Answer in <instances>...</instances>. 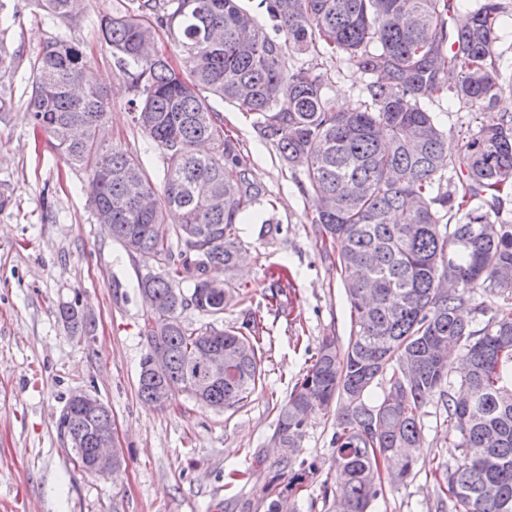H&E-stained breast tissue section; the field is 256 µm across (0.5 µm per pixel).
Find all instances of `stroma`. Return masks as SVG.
Masks as SVG:
<instances>
[{
	"mask_svg": "<svg viewBox=\"0 0 512 512\" xmlns=\"http://www.w3.org/2000/svg\"><path fill=\"white\" fill-rule=\"evenodd\" d=\"M117 2L87 0L83 15L68 26L46 20L36 0H0V9L15 18L7 41L23 59L57 37L79 44L110 97L103 146L141 155L158 184L164 156L147 150L132 121L128 85L98 38L100 13ZM327 69L330 105L342 97L357 103L367 75L343 59ZM0 83L12 85L14 98L12 109L0 112V192L11 196L0 210V512H266L264 488L287 474L273 440V404L287 400L323 338L343 350L351 333L341 270L323 254L309 199L251 118L214 100L225 133L248 157L251 179L265 190L257 212L279 227L262 238L253 219H243L240 237L258 259L230 276L209 271L248 294L261 319L264 389L239 409H214L180 390L165 407L146 405L137 396L148 316L138 280L155 263L128 254L97 224L86 172L67 164L34 128L19 75H0ZM282 272L292 288L287 314L277 316L268 312L262 289ZM73 301L92 318V336L72 335L57 318L59 305ZM77 390L112 413L124 456L118 475L88 474L74 463L59 422ZM426 409L413 479L387 487L371 512H454L452 501H438L433 473L454 466L460 451L439 398ZM335 429V412L308 420L295 456L312 462L315 475L295 494L297 512H329L324 491L337 480L330 444Z\"/></svg>",
	"mask_w": 512,
	"mask_h": 512,
	"instance_id": "stroma-1",
	"label": "stroma"
}]
</instances>
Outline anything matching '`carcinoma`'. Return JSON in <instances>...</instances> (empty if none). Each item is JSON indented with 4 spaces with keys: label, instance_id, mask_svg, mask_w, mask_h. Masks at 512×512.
Here are the masks:
<instances>
[{
    "label": "carcinoma",
    "instance_id": "carcinoma-1",
    "mask_svg": "<svg viewBox=\"0 0 512 512\" xmlns=\"http://www.w3.org/2000/svg\"><path fill=\"white\" fill-rule=\"evenodd\" d=\"M59 23L85 0H37ZM502 0H129L100 16L99 32L127 80L138 128L164 155L157 189L141 158L98 140L110 102L80 47L48 42L29 61L27 109L66 161L89 171L86 192L97 223L130 254L145 253L159 272L140 279L155 302L144 325L137 392L161 408V393L187 390L205 349L224 348L232 373L202 380L203 403L244 406L262 377L263 346L254 312L222 330H199L181 311L213 315L234 306L229 289L210 287V266L232 272L251 258L237 224L264 196L248 176L240 145L224 133L210 97L253 117L299 179L311 223L344 272L352 328L346 352L322 340L313 363L277 405L274 437L298 448L309 417L336 406L333 465L342 481L331 512H369L385 484H404L423 447L424 406L439 396L461 449L441 474L456 512H512V222L501 219L512 191V114L494 109L506 83L496 50ZM265 18L261 24L257 15ZM0 14V71L18 55ZM170 35L182 64L157 53ZM305 64H296L299 58ZM342 58L369 76L351 112L324 95L326 63ZM448 99L468 114L461 151L448 158L445 134L426 103ZM241 168L240 180L224 166ZM183 249L174 254L165 220ZM192 283L190 295L179 288ZM286 276L264 289L268 303L287 296ZM496 295L483 327L462 318L468 305ZM64 325L89 333L91 321L67 303ZM460 345L468 369L453 375L448 346ZM169 360L163 377L151 355ZM382 395L370 402L372 386ZM112 426L109 409L83 414L66 403L63 433ZM288 482L271 487L266 512H288L292 492L313 465L285 458Z\"/></svg>",
    "mask_w": 512,
    "mask_h": 512
}]
</instances>
